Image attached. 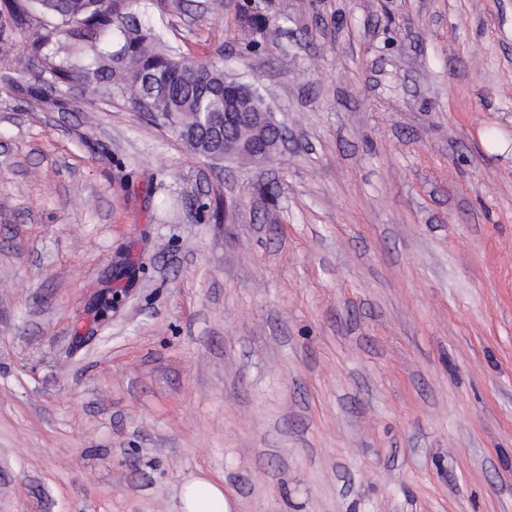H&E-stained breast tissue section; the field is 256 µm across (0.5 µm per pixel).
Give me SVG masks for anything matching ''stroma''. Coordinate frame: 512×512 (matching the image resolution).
Returning <instances> with one entry per match:
<instances>
[{
    "label": "stroma",
    "instance_id": "obj_1",
    "mask_svg": "<svg viewBox=\"0 0 512 512\" xmlns=\"http://www.w3.org/2000/svg\"><path fill=\"white\" fill-rule=\"evenodd\" d=\"M223 2L259 164L0 57V512H512V0ZM180 499L181 512H229L224 487L206 478L186 482Z\"/></svg>",
    "mask_w": 512,
    "mask_h": 512
}]
</instances>
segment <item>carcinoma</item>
<instances>
[{"instance_id": "obj_1", "label": "carcinoma", "mask_w": 512, "mask_h": 512, "mask_svg": "<svg viewBox=\"0 0 512 512\" xmlns=\"http://www.w3.org/2000/svg\"><path fill=\"white\" fill-rule=\"evenodd\" d=\"M30 9L58 20L51 36L32 42L33 51L54 61L51 72L62 81H76L90 96L109 90L127 99L139 112L163 121L194 153L204 156L209 146L196 130L199 114L214 118L224 114V87L241 86L224 67L207 58L183 56L163 33L137 22L133 13H122L112 0H25ZM0 8V55L14 45L15 10ZM112 31L113 44L98 46L101 32ZM88 44L93 55L78 59L72 42ZM239 106L247 111H269L257 91Z\"/></svg>"}]
</instances>
